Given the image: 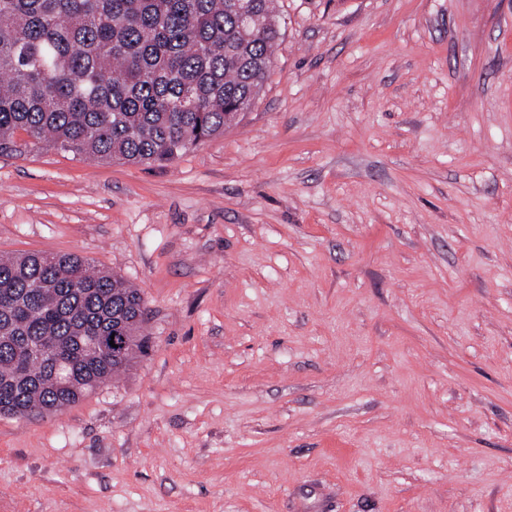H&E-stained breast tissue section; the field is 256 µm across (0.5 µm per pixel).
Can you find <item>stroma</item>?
I'll return each mask as SVG.
<instances>
[{
  "mask_svg": "<svg viewBox=\"0 0 512 512\" xmlns=\"http://www.w3.org/2000/svg\"><path fill=\"white\" fill-rule=\"evenodd\" d=\"M255 105L168 163L0 155L146 353L0 416V512H512V0H279Z\"/></svg>",
  "mask_w": 512,
  "mask_h": 512,
  "instance_id": "stroma-1",
  "label": "stroma"
}]
</instances>
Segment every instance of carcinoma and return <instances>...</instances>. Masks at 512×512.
I'll return each mask as SVG.
<instances>
[{
    "instance_id": "1",
    "label": "carcinoma",
    "mask_w": 512,
    "mask_h": 512,
    "mask_svg": "<svg viewBox=\"0 0 512 512\" xmlns=\"http://www.w3.org/2000/svg\"><path fill=\"white\" fill-rule=\"evenodd\" d=\"M279 38L274 0H0V155L172 162L251 109ZM145 314L139 289L76 254L0 258V415L112 381L147 348Z\"/></svg>"
}]
</instances>
